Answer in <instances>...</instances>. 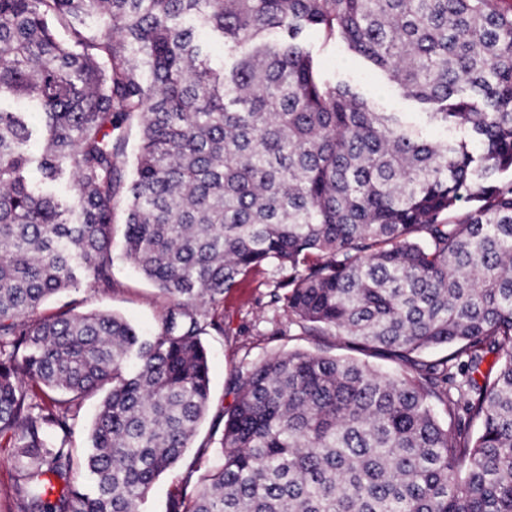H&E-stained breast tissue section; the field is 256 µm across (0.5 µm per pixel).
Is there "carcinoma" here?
<instances>
[{"label":"carcinoma","instance_id":"cac0c4a2","mask_svg":"<svg viewBox=\"0 0 512 512\" xmlns=\"http://www.w3.org/2000/svg\"><path fill=\"white\" fill-rule=\"evenodd\" d=\"M306 30L433 106L444 136L323 77ZM6 99L37 107L39 156ZM119 205L124 257L171 300L161 328L69 304L34 317L72 288H112ZM267 265L288 270L270 303L303 333L403 367L301 350L256 364L220 463L167 512H512L511 9L0 0V445L17 512H139L208 411L201 336L222 326L207 307ZM95 392L79 451L67 437Z\"/></svg>","mask_w":512,"mask_h":512}]
</instances>
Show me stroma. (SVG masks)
Masks as SVG:
<instances>
[{
  "label": "stroma",
  "mask_w": 512,
  "mask_h": 512,
  "mask_svg": "<svg viewBox=\"0 0 512 512\" xmlns=\"http://www.w3.org/2000/svg\"><path fill=\"white\" fill-rule=\"evenodd\" d=\"M306 41L314 52L324 77L351 84L385 111L406 113L419 122L425 107L409 99L386 77L373 70L362 57L341 42L325 40L311 31ZM113 284L110 290L83 288L70 292L69 300L82 310H102L123 316L143 332H157L170 306L169 299L142 278L123 257V228L115 226L112 240ZM276 268L268 267L254 275L211 307L210 314L223 320L224 330L203 335L210 355V407L190 448L177 466L163 474L143 505L141 512H166L170 495L176 493L189 473L203 474L220 461L215 430L218 418L233 402V389L248 369L268 356L294 350L321 351L331 356H351V349L333 334L308 336L289 326L269 304L268 283L279 278Z\"/></svg>",
  "instance_id": "1"
}]
</instances>
